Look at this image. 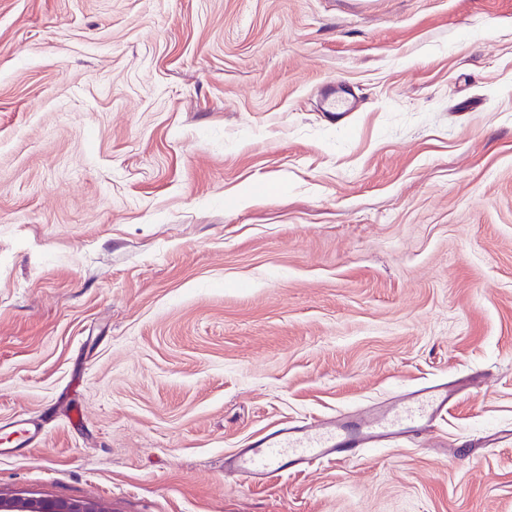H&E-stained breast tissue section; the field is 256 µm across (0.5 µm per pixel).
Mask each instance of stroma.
<instances>
[{
  "label": "stroma",
  "instance_id": "1",
  "mask_svg": "<svg viewBox=\"0 0 512 512\" xmlns=\"http://www.w3.org/2000/svg\"><path fill=\"white\" fill-rule=\"evenodd\" d=\"M342 86L353 110L325 111ZM439 381L432 429L224 458ZM0 497L512 512V0H0ZM8 428L10 430L4 433L6 437L1 439L5 447L0 448V454L1 451L11 453L19 448L29 447L42 433V428L38 424L26 418L15 420Z\"/></svg>",
  "mask_w": 512,
  "mask_h": 512
}]
</instances>
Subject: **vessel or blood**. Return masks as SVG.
I'll return each instance as SVG.
<instances>
[{
    "instance_id": "obj_1",
    "label": "vessel or blood",
    "mask_w": 512,
    "mask_h": 512,
    "mask_svg": "<svg viewBox=\"0 0 512 512\" xmlns=\"http://www.w3.org/2000/svg\"><path fill=\"white\" fill-rule=\"evenodd\" d=\"M453 400L446 386L437 385L392 398L362 413H340L283 426L225 458L224 475L244 486H258L315 461L342 458L352 448H371L395 437L417 435ZM41 433V427L33 421L17 419L10 424L0 447L14 452L31 446Z\"/></svg>"
}]
</instances>
